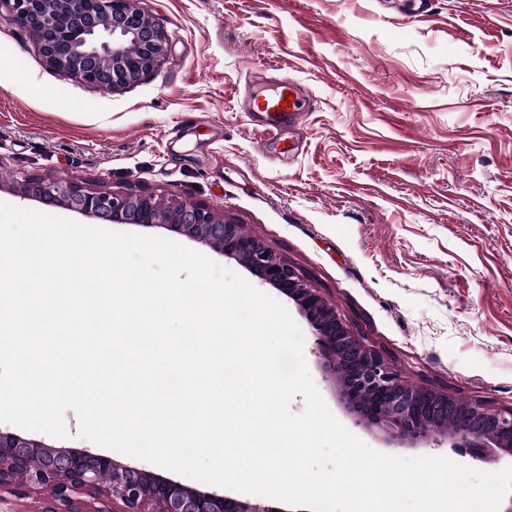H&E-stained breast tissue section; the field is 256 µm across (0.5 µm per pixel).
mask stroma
Listing matches in <instances>:
<instances>
[{"label":"stroma","instance_id":"stroma-1","mask_svg":"<svg viewBox=\"0 0 512 512\" xmlns=\"http://www.w3.org/2000/svg\"><path fill=\"white\" fill-rule=\"evenodd\" d=\"M166 60L105 92L0 26V202L16 176L224 211L303 274L412 386L512 409V0H137ZM269 71L312 111L278 142L253 109ZM31 209L78 220L60 206ZM335 417L385 454L495 472L450 440L360 421L302 325Z\"/></svg>","mask_w":512,"mask_h":512}]
</instances>
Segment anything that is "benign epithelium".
Segmentation results:
<instances>
[{
	"mask_svg": "<svg viewBox=\"0 0 512 512\" xmlns=\"http://www.w3.org/2000/svg\"><path fill=\"white\" fill-rule=\"evenodd\" d=\"M137 0H0V10L23 28L47 63L103 91L140 80L168 55L166 32L144 20ZM23 199L63 205L106 224L162 227L240 262L260 284L292 300L310 326L326 373L359 419L400 440L451 436L484 459L512 456V411L482 402L450 400L448 392L411 387L384 356L355 336L348 322L262 240L242 232L209 206L172 198L164 207L146 193H117L81 182L25 175ZM419 398L438 416L428 426L412 415ZM461 411L452 432L448 412ZM47 492L40 512H281L215 492L191 489L146 470L124 467L88 450L57 451L42 441L0 432V503H23Z\"/></svg>",
	"mask_w": 512,
	"mask_h": 512,
	"instance_id": "7a95c632",
	"label": "benign epithelium"
}]
</instances>
